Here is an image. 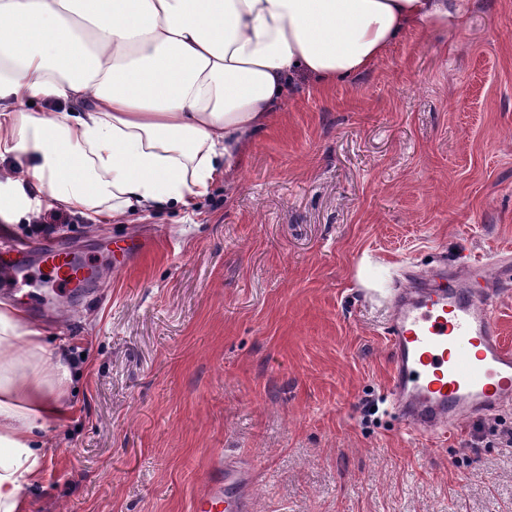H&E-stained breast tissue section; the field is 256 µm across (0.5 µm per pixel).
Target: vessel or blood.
Returning a JSON list of instances; mask_svg holds the SVG:
<instances>
[{
	"label": "vessel or blood",
	"mask_w": 512,
	"mask_h": 512,
	"mask_svg": "<svg viewBox=\"0 0 512 512\" xmlns=\"http://www.w3.org/2000/svg\"><path fill=\"white\" fill-rule=\"evenodd\" d=\"M32 252L59 287L80 285L87 263L40 243H19L0 261L1 290L25 285ZM510 286L511 265L494 270L474 259L416 271L406 287L390 292V393L407 431L444 433L474 413L512 403V347L495 320L498 295ZM252 484L241 461L217 462L195 497L194 512H254Z\"/></svg>",
	"instance_id": "b4317fda"
}]
</instances>
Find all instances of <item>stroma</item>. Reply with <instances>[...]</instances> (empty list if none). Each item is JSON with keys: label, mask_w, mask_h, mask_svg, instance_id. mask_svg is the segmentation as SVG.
Wrapping results in <instances>:
<instances>
[{"label": "stroma", "mask_w": 512, "mask_h": 512, "mask_svg": "<svg viewBox=\"0 0 512 512\" xmlns=\"http://www.w3.org/2000/svg\"><path fill=\"white\" fill-rule=\"evenodd\" d=\"M462 11L355 80L300 82L191 210L10 225L94 265L148 239L30 318L76 406L25 512H192L224 457L250 462L256 512H512V409L419 436L389 395V289L512 254V0Z\"/></svg>", "instance_id": "stroma-1"}]
</instances>
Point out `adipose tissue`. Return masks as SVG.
<instances>
[{"label": "adipose tissue", "mask_w": 512, "mask_h": 512, "mask_svg": "<svg viewBox=\"0 0 512 512\" xmlns=\"http://www.w3.org/2000/svg\"><path fill=\"white\" fill-rule=\"evenodd\" d=\"M460 0H0V221L191 207L231 176L296 79L326 90ZM73 373L0 301V512L46 467Z\"/></svg>", "instance_id": "1"}]
</instances>
